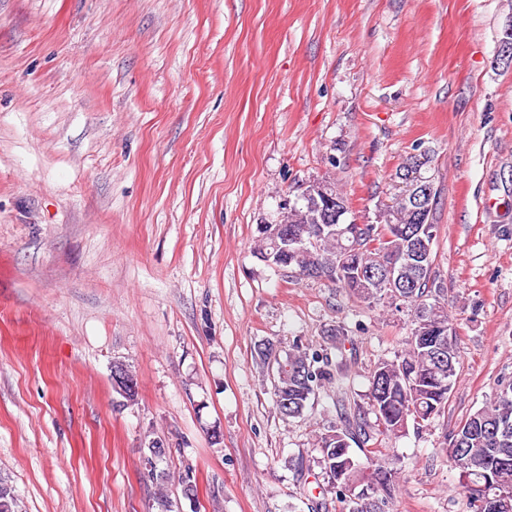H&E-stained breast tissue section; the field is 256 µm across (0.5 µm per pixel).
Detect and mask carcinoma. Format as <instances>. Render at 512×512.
Here are the masks:
<instances>
[{
    "mask_svg": "<svg viewBox=\"0 0 512 512\" xmlns=\"http://www.w3.org/2000/svg\"><path fill=\"white\" fill-rule=\"evenodd\" d=\"M410 194V188L402 190L390 224L338 225L322 212L321 202L302 198L288 212V239L276 224L256 225L253 253L267 266L327 279L367 304L386 302L411 317L407 348L393 360H381L369 377L368 408L340 413L339 424L316 439L319 465L343 512H388L398 481L387 449H366L363 464L351 443L400 435L411 422L445 420L460 375V351L440 297L445 288L432 278L435 256L422 266L407 263L409 230L421 224L409 205ZM344 337L334 329L330 346L311 350L296 344L281 356L285 367L274 371L273 396L282 418L303 416L319 389L339 382L331 351ZM167 454L163 441L148 444V477L159 485L168 479L159 468ZM449 459L473 512H512L511 378L498 380L489 399L461 419L451 433ZM0 501L9 504V512H19L13 486L2 478Z\"/></svg>",
    "mask_w": 512,
    "mask_h": 512,
    "instance_id": "carcinoma-1",
    "label": "carcinoma"
}]
</instances>
